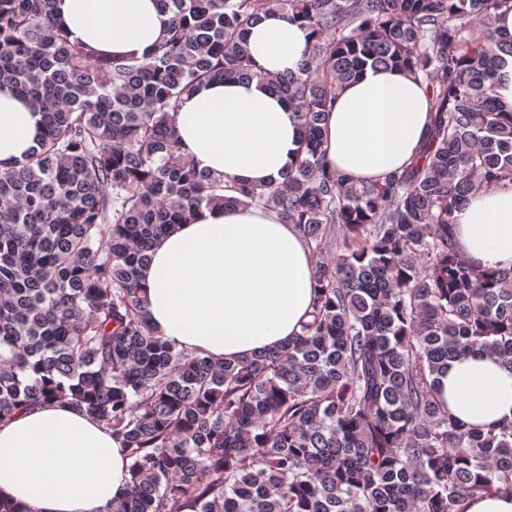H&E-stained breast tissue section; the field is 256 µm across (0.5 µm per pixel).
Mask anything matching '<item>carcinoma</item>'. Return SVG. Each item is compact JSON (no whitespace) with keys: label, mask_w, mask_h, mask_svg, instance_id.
Returning <instances> with one entry per match:
<instances>
[{"label":"carcinoma","mask_w":512,"mask_h":512,"mask_svg":"<svg viewBox=\"0 0 512 512\" xmlns=\"http://www.w3.org/2000/svg\"><path fill=\"white\" fill-rule=\"evenodd\" d=\"M55 0H0V90L41 113L0 169V423L72 404L121 436L130 479L109 512H459L512 489V422L470 427L439 376L470 351L512 368V269L456 251V209L512 184V107L495 95L512 0H160L165 37L115 57L61 29ZM284 13L311 33L269 82L301 128L281 181L199 171L172 113L216 76L263 80L247 30ZM415 74L430 131L409 165L354 182L323 123L366 68ZM276 210L313 257L317 297L275 351L215 359L157 336L140 283L155 240L203 207ZM336 249L333 258L324 257Z\"/></svg>","instance_id":"cac0c4a2"}]
</instances>
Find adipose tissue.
<instances>
[{"label": "adipose tissue", "mask_w": 512, "mask_h": 512, "mask_svg": "<svg viewBox=\"0 0 512 512\" xmlns=\"http://www.w3.org/2000/svg\"><path fill=\"white\" fill-rule=\"evenodd\" d=\"M71 39L115 56H143L164 34L159 0H57ZM252 56L271 77L298 73L308 29L271 16L250 27ZM42 116L0 92V169L36 144ZM430 127L425 88L410 74L367 68L337 96L324 123L330 168L355 180L401 169ZM182 151L230 183L280 181L300 130L293 108L260 84L215 79L173 115ZM456 249L483 269L512 268V184L471 195L454 213ZM315 260L296 225L269 207L204 208L160 238L141 271L160 336L217 358L272 351L300 333L313 309ZM449 410L483 426L512 421V369L485 353L452 361L441 380ZM122 438L69 404L46 402L0 424V496L25 512H107L123 491Z\"/></svg>", "instance_id": "obj_1"}]
</instances>
